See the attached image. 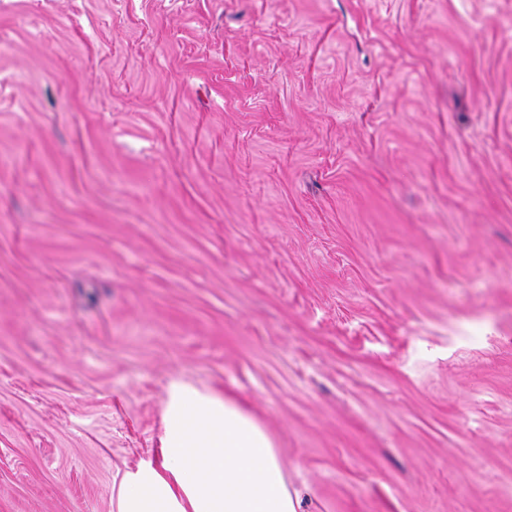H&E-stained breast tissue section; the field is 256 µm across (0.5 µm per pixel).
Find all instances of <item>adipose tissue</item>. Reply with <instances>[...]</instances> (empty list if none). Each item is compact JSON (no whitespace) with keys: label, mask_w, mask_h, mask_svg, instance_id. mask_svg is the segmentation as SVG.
Returning <instances> with one entry per match:
<instances>
[{"label":"adipose tissue","mask_w":512,"mask_h":512,"mask_svg":"<svg viewBox=\"0 0 512 512\" xmlns=\"http://www.w3.org/2000/svg\"><path fill=\"white\" fill-rule=\"evenodd\" d=\"M275 443L235 401L166 386L158 454L125 472L117 512H299Z\"/></svg>","instance_id":"ef3b65f1"}]
</instances>
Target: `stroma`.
I'll use <instances>...</instances> for the list:
<instances>
[{
  "label": "stroma",
  "mask_w": 512,
  "mask_h": 512,
  "mask_svg": "<svg viewBox=\"0 0 512 512\" xmlns=\"http://www.w3.org/2000/svg\"><path fill=\"white\" fill-rule=\"evenodd\" d=\"M174 376L301 512H512V0H0V512Z\"/></svg>",
  "instance_id": "obj_1"
}]
</instances>
